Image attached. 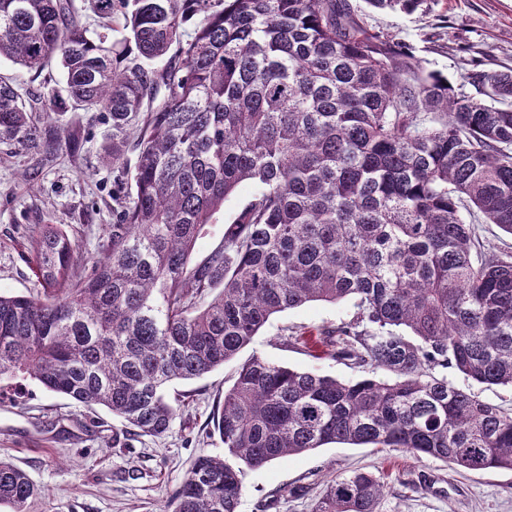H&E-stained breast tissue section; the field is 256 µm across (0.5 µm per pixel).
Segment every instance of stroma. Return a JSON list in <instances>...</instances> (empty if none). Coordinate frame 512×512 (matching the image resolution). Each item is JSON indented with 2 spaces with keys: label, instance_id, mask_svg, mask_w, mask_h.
Masks as SVG:
<instances>
[{
  "label": "stroma",
  "instance_id": "35a3bbf8",
  "mask_svg": "<svg viewBox=\"0 0 512 512\" xmlns=\"http://www.w3.org/2000/svg\"><path fill=\"white\" fill-rule=\"evenodd\" d=\"M371 29L409 45L424 67L459 82L473 63L512 69V0H430L407 15L351 0ZM60 121L75 132L68 149L14 155L0 146V293L36 291L27 238L38 224L64 229L79 246L77 267L98 255L112 225V198L121 187L101 157L112 142L107 113L72 110ZM255 189L240 185L192 255L200 261L224 235ZM353 302H309L273 315L252 343L212 372L172 384L183 398L170 429L157 437L127 432L104 408L89 409L48 393L32 379L0 386V458L42 490L31 512H163L191 462L220 455L213 416L239 363L258 354L293 369L358 378L333 359L322 330L350 321ZM383 477L379 512H512V471H472L402 449L348 444L276 460L247 472L238 512H312L326 484L351 470Z\"/></svg>",
  "mask_w": 512,
  "mask_h": 512
}]
</instances>
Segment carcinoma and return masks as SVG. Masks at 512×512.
Returning a JSON list of instances; mask_svg holds the SVG:
<instances>
[{
    "instance_id": "obj_1",
    "label": "carcinoma",
    "mask_w": 512,
    "mask_h": 512,
    "mask_svg": "<svg viewBox=\"0 0 512 512\" xmlns=\"http://www.w3.org/2000/svg\"><path fill=\"white\" fill-rule=\"evenodd\" d=\"M0 0V60L56 64L38 96L0 78V143L69 146L57 116L106 112L103 161L124 185L87 270L66 231L40 224L41 289L0 293V382L34 379L102 406L140 435L167 432L174 381L247 347L276 314L351 299L322 331L351 381L252 355L164 512H237L246 470L343 443L399 448L468 470H512V412L448 382L453 368L512 386V71L455 85L349 0ZM411 14L427 0H365ZM471 85L476 94L465 90ZM257 189L197 263L202 227L244 182ZM383 370L387 378L377 376ZM380 478L326 484L312 512H378ZM41 496L0 460V506ZM479 234L485 244L490 243L501 252L510 253L512 251V236L499 229L496 225L483 224Z\"/></svg>"
}]
</instances>
